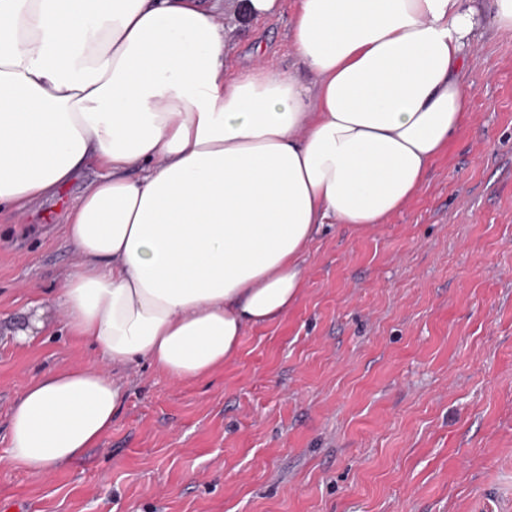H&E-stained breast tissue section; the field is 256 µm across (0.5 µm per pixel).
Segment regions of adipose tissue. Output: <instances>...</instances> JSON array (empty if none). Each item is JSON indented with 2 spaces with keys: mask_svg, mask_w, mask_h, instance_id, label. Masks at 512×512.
I'll return each instance as SVG.
<instances>
[{
  "mask_svg": "<svg viewBox=\"0 0 512 512\" xmlns=\"http://www.w3.org/2000/svg\"><path fill=\"white\" fill-rule=\"evenodd\" d=\"M223 15L224 0H0V208L103 171L67 216L79 260L19 343L55 315L112 365L208 377L296 304L321 225L385 223L467 118L479 0H297L310 86L259 61L228 73ZM123 394L97 367L35 379L10 463L73 461Z\"/></svg>",
  "mask_w": 512,
  "mask_h": 512,
  "instance_id": "ef3b65f1",
  "label": "adipose tissue"
}]
</instances>
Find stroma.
I'll return each mask as SVG.
<instances>
[{"instance_id": "35a3bbf8", "label": "stroma", "mask_w": 512, "mask_h": 512, "mask_svg": "<svg viewBox=\"0 0 512 512\" xmlns=\"http://www.w3.org/2000/svg\"><path fill=\"white\" fill-rule=\"evenodd\" d=\"M295 6L225 9L228 71L259 48L303 74ZM474 44L469 116L418 193L369 230L324 225L297 303L209 377L118 369L110 431L47 474L9 463L10 411L40 375L104 360L60 319L25 345L5 328L56 297L99 169L0 211V512H512V32L488 21ZM245 13L253 19H267L278 16L283 0H242Z\"/></svg>"}]
</instances>
